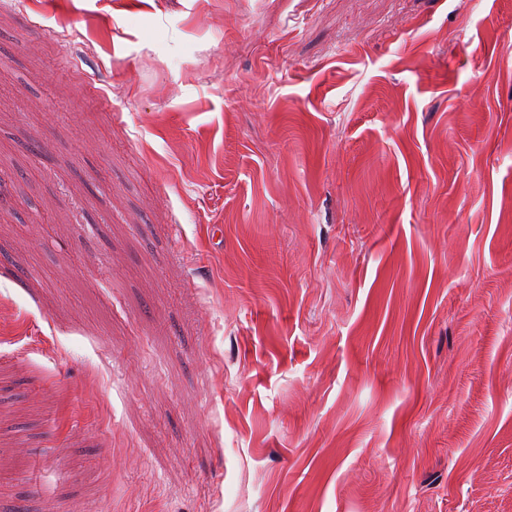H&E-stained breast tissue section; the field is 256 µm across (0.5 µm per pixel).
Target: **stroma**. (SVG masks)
I'll return each mask as SVG.
<instances>
[{
  "label": "stroma",
  "instance_id": "1",
  "mask_svg": "<svg viewBox=\"0 0 512 512\" xmlns=\"http://www.w3.org/2000/svg\"><path fill=\"white\" fill-rule=\"evenodd\" d=\"M512 512V0H0V512Z\"/></svg>",
  "mask_w": 512,
  "mask_h": 512
}]
</instances>
